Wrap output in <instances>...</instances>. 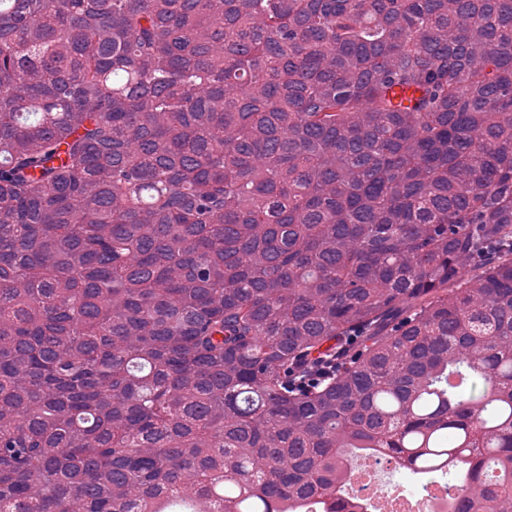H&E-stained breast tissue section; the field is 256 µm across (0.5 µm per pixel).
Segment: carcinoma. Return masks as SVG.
<instances>
[{
    "label": "carcinoma",
    "mask_w": 512,
    "mask_h": 512,
    "mask_svg": "<svg viewBox=\"0 0 512 512\" xmlns=\"http://www.w3.org/2000/svg\"><path fill=\"white\" fill-rule=\"evenodd\" d=\"M389 453L512 512V0H0V512Z\"/></svg>",
    "instance_id": "1"
}]
</instances>
